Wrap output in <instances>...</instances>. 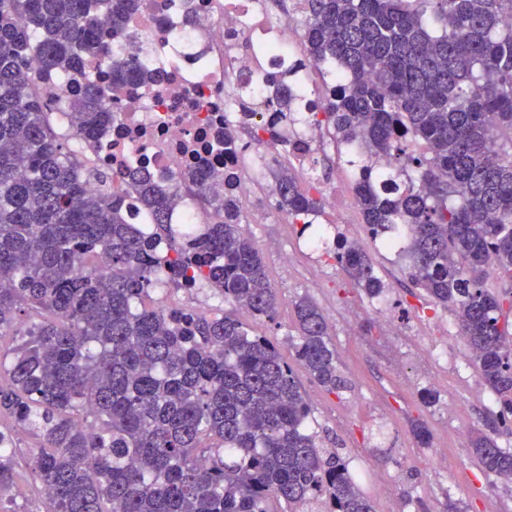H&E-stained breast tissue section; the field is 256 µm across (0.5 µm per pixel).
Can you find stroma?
I'll return each instance as SVG.
<instances>
[{
  "instance_id": "1",
  "label": "stroma",
  "mask_w": 512,
  "mask_h": 512,
  "mask_svg": "<svg viewBox=\"0 0 512 512\" xmlns=\"http://www.w3.org/2000/svg\"><path fill=\"white\" fill-rule=\"evenodd\" d=\"M319 222L366 250L387 286L384 301L368 298L321 252L303 249V236L275 203H268L261 223L243 224L242 231L260 246L279 294L275 321L250 320L247 329L267 336L292 359L294 303L310 298L327 319L352 383L351 391L336 396L309 377L301 379L322 447L341 444L376 512H512V482L485 478L472 455L471 441L484 431L496 405L460 342L453 315L434 309L420 289L411 287L395 256L378 250L356 204L339 214L323 210ZM292 249L298 257L288 269L281 257ZM434 348L447 351L448 361L431 356ZM428 389L437 394L431 405L422 399ZM418 420L430 431L429 447H420L413 435ZM12 435L24 492L10 502L11 512H48V498L29 468L36 439L18 429Z\"/></svg>"
}]
</instances>
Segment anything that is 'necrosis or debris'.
I'll return each mask as SVG.
<instances>
[{
    "mask_svg": "<svg viewBox=\"0 0 512 512\" xmlns=\"http://www.w3.org/2000/svg\"><path fill=\"white\" fill-rule=\"evenodd\" d=\"M304 0H139L128 20L129 37L113 43V56L159 75V82L112 87L105 59L84 58L78 72L46 80L43 90L57 103V124L73 120L60 99L100 84L114 117L93 144L75 138L79 151L110 182L133 171L152 175L176 191L171 221L192 229L212 211L206 187L234 179L244 205L268 195L258 172L284 163L307 169L323 133L312 119L330 84L315 83L317 67L299 46L292 15ZM305 107L295 123L280 121L285 93ZM277 138H270L269 129ZM232 153H225V146Z\"/></svg>",
    "mask_w": 512,
    "mask_h": 512,
    "instance_id": "1",
    "label": "necrosis or debris"
}]
</instances>
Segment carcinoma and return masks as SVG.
Masks as SVG:
<instances>
[{
    "mask_svg": "<svg viewBox=\"0 0 512 512\" xmlns=\"http://www.w3.org/2000/svg\"><path fill=\"white\" fill-rule=\"evenodd\" d=\"M305 2L306 54L337 76L314 119L357 175L367 234L395 242L412 285L454 315L495 397L494 431L511 434L512 0ZM136 8L0 0V337L28 319L24 341L0 350V414L40 440L32 472L52 512H375L343 453L308 427L296 368L330 394L350 389L319 307L295 303L292 362L236 315L275 321L277 291L233 191L193 233L170 224L173 189L147 176L92 191L86 156L37 87L87 55L110 58L114 84L147 79L98 40L104 25L125 38ZM33 57L41 67L26 80ZM67 104L78 136L112 121L94 85ZM410 138L424 153L407 151ZM273 178L288 223H316L315 179L286 167ZM130 197L151 228L128 223ZM311 239L383 297L362 247L324 227ZM102 254L105 272L88 263ZM161 273L230 310L138 307ZM473 452L486 476L512 478L511 448L482 435ZM16 489L13 438L0 430V503Z\"/></svg>",
    "mask_w": 512,
    "mask_h": 512,
    "instance_id": "cac0c4a2",
    "label": "carcinoma"
}]
</instances>
